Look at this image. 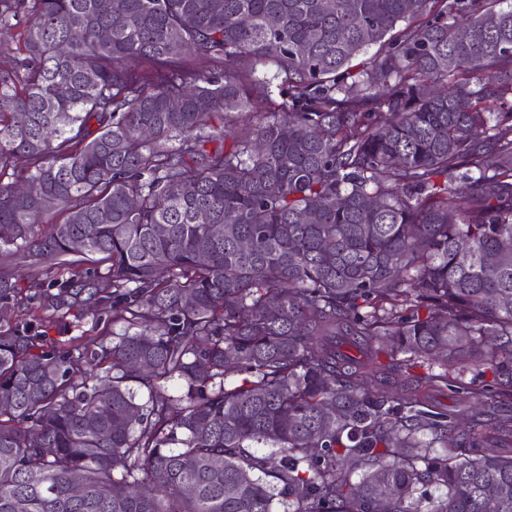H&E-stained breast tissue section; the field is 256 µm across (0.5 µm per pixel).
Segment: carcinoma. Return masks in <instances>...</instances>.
<instances>
[{"label": "carcinoma", "mask_w": 512, "mask_h": 512, "mask_svg": "<svg viewBox=\"0 0 512 512\" xmlns=\"http://www.w3.org/2000/svg\"><path fill=\"white\" fill-rule=\"evenodd\" d=\"M19 26L0 260L124 333L0 329V512H512L511 4L0 0Z\"/></svg>", "instance_id": "cac0c4a2"}]
</instances>
